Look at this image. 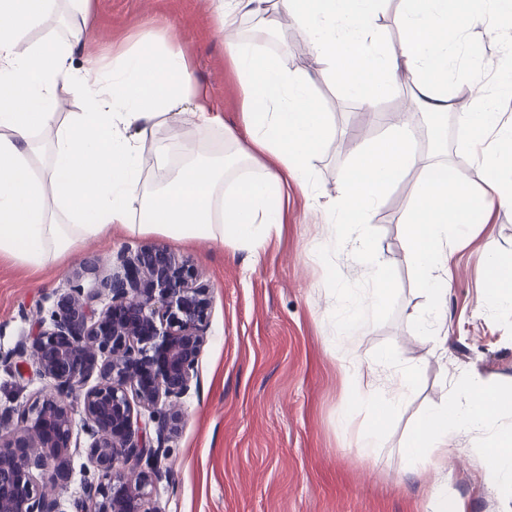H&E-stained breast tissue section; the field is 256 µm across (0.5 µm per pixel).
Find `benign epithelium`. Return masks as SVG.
I'll return each mask as SVG.
<instances>
[{"mask_svg": "<svg viewBox=\"0 0 512 512\" xmlns=\"http://www.w3.org/2000/svg\"><path fill=\"white\" fill-rule=\"evenodd\" d=\"M208 310L190 265L152 249L123 260V272L97 289L75 284L49 318L36 317L29 343L0 357L20 379L50 380L15 424H0V512H58L48 465L69 454L77 415L99 478L74 512H154L144 503L181 426L174 406L197 385ZM136 405L147 421L134 419Z\"/></svg>", "mask_w": 512, "mask_h": 512, "instance_id": "obj_1", "label": "benign epithelium"}]
</instances>
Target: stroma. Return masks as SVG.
Instances as JSON below:
<instances>
[{"mask_svg": "<svg viewBox=\"0 0 512 512\" xmlns=\"http://www.w3.org/2000/svg\"><path fill=\"white\" fill-rule=\"evenodd\" d=\"M257 16L236 12L240 35L271 54L287 52L291 71L313 63L307 34L283 23L268 36ZM87 24L91 41L70 46L73 60L128 45L152 30L183 50L198 81L222 109L226 126L241 124L239 79L225 52L217 0H93ZM486 80L503 120H512V95L496 84L512 72V22L467 28L458 68L448 80L453 112L470 111L476 98L473 72ZM314 104L327 112L331 135L311 160L309 192L289 186L283 222L258 250L230 242L182 244L161 235H113L85 243L58 268L33 274L0 256V355L25 341L35 313L50 314L73 279L96 286L119 272V257L163 248L186 259L207 288L211 305L198 363V384L181 404L182 428L160 467L152 503L160 512H429L434 483L427 462H412L403 448L416 420L464 395L461 378L473 379L504 402L483 429L456 438L443 462L450 497L464 512H512V495L491 487L483 455L497 431L512 430V305L480 307L485 244L512 255V208H494L489 223L460 239L448 270L445 319L437 337L423 335L430 308L404 261L401 222L417 182L407 174L375 212L369 233L396 284L364 335L345 332L352 305L371 288L350 243L337 241L325 217L341 195L342 167L351 149L383 137L386 127L365 120V107L344 88L318 80ZM447 159L462 169L475 195L487 186L465 131L448 122ZM364 369L386 352L400 368H414L413 390L387 423L376 456L356 452L371 420L357 389L336 359ZM45 379H18L0 365V414L19 416ZM77 446L52 467L63 470L56 497L70 512L95 472L87 460L82 422L73 425Z\"/></svg>", "mask_w": 512, "mask_h": 512, "instance_id": "stroma-1", "label": "stroma"}]
</instances>
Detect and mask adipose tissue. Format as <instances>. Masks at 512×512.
I'll list each match as a JSON object with an SVG mask.
<instances>
[{"label": "adipose tissue", "mask_w": 512, "mask_h": 512, "mask_svg": "<svg viewBox=\"0 0 512 512\" xmlns=\"http://www.w3.org/2000/svg\"><path fill=\"white\" fill-rule=\"evenodd\" d=\"M385 0H235L241 8L271 4L275 15L294 19L307 33L316 65L303 75L285 59L246 39H226L225 50L242 93L244 134L225 127L197 84L181 48L151 32L114 50L111 62L97 57L74 65L69 45L89 36L82 20L91 0H0V255L39 272L56 265L86 241L114 233H159L178 242L229 241L257 248L282 221L289 183L307 188L309 159L329 137L327 113L317 109L310 90L317 76L348 89L365 105L389 92L398 70L413 77L423 118L442 125L448 117V72L460 23L493 14L512 19V0H402L397 17L398 48L372 38ZM76 22L52 47L26 43L27 33L52 25L59 6ZM66 85L83 109L60 115L56 89ZM478 94L473 111L459 115L472 147L499 131L512 146V125L504 126L493 100ZM191 104L190 114L180 113ZM220 127L230 152L213 153L209 130ZM417 149L410 121L392 123L385 137L356 147L346 165L333 223L347 229L358 263L372 285L352 315L362 330L393 288L387 266L366 226L388 190L405 174L418 172L413 206L403 234L405 262L441 315L448 293V260L456 238L486 223V200L475 198L459 171ZM271 163L247 176L257 154ZM156 160L145 165L146 156ZM391 359L378 355L361 374L362 395L373 413L359 436L360 456L381 445L386 420L412 390V374L390 382ZM499 405L497 396L471 384L464 403L419 419L404 452L429 461L440 491L430 512H461L442 484L441 460L454 439L482 427Z\"/></svg>", "instance_id": "ef3b65f1"}]
</instances>
